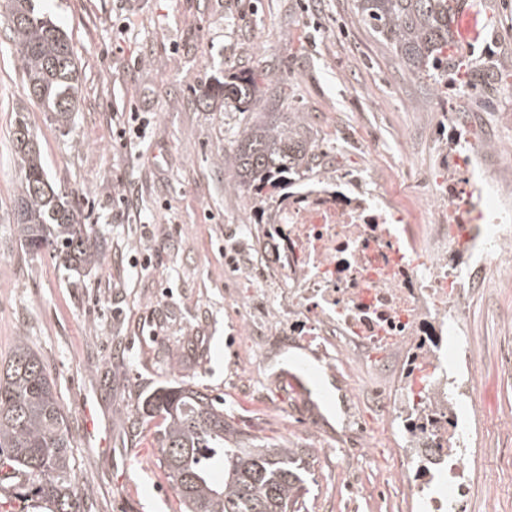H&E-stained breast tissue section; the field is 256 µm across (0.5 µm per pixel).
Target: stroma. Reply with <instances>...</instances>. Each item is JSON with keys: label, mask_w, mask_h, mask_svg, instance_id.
I'll return each instance as SVG.
<instances>
[{"label": "stroma", "mask_w": 512, "mask_h": 512, "mask_svg": "<svg viewBox=\"0 0 512 512\" xmlns=\"http://www.w3.org/2000/svg\"><path fill=\"white\" fill-rule=\"evenodd\" d=\"M78 64L70 132L24 92L0 6V362L25 338L55 381L67 415L81 512H182L160 463L142 397L172 380L223 396L241 439L304 448L306 512H408V496L384 462L382 417L350 407L352 370L315 357L286 336L264 357L269 406L237 389L231 347L239 308L268 253L248 227L275 199L249 202L224 167L256 113L305 112L327 170L352 176L354 192L430 174L448 182V155L475 149L478 132L512 136V0H482L490 30L479 45L444 49L449 94L411 73L359 20L354 0H46ZM254 72L257 102L239 112L198 97L214 78ZM479 101V131L457 141L450 111ZM147 119L130 146L115 135L130 107ZM25 117L52 178L82 223L105 241L99 261L75 271L50 253L24 252L14 221L18 167L13 126ZM130 205L122 207L119 194ZM149 266H139L143 255ZM470 335L485 369V430L474 464L497 481L489 510L475 489L466 512H512V383L500 366L512 341V273L471 298ZM372 432V460L336 456L354 423Z\"/></svg>", "instance_id": "1"}]
</instances>
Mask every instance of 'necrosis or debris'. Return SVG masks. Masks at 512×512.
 Returning a JSON list of instances; mask_svg holds the SVG:
<instances>
[{
    "label": "necrosis or debris",
    "mask_w": 512,
    "mask_h": 512,
    "mask_svg": "<svg viewBox=\"0 0 512 512\" xmlns=\"http://www.w3.org/2000/svg\"><path fill=\"white\" fill-rule=\"evenodd\" d=\"M453 162L447 191L413 188L410 211L351 193L341 173L287 191L260 227L275 285L264 291L262 318L244 312L237 327L250 390L266 382L259 359L276 336L329 345L357 368L362 379L349 394L383 412L390 467L414 512H457L474 482L465 461L483 424L484 371L466 304L512 269V189L477 178L480 157Z\"/></svg>",
    "instance_id": "4bbe7bcc"
}]
</instances>
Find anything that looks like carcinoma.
I'll return each instance as SVG.
<instances>
[{
  "mask_svg": "<svg viewBox=\"0 0 512 512\" xmlns=\"http://www.w3.org/2000/svg\"><path fill=\"white\" fill-rule=\"evenodd\" d=\"M451 0H356L360 21L414 73L448 67ZM9 31L25 75L27 98L55 125L71 128L78 103V66L68 35L34 0H8ZM249 75L215 79L203 101L220 99L249 112L256 102ZM19 168L14 215L20 245L54 252L66 266L96 263L95 229L79 223L73 202L48 174L41 146L25 118L13 131ZM319 144L302 112H267L242 130L226 174L256 200L281 192L294 177L315 172ZM141 418L161 419L160 462L186 512H304L309 493L302 451L254 439L242 444L224 419V400L173 381L146 394ZM25 477L18 497L32 512H80L72 473L67 417L40 356L20 338L0 366V473Z\"/></svg>",
  "mask_w": 512,
  "mask_h": 512,
  "instance_id": "1",
  "label": "carcinoma"
}]
</instances>
